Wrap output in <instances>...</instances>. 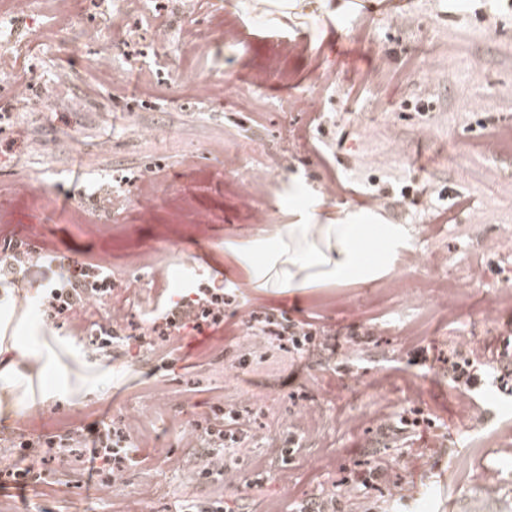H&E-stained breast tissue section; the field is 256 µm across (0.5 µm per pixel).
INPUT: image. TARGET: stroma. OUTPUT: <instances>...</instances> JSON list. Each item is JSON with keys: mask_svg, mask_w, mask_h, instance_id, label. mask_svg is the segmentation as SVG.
Returning a JSON list of instances; mask_svg holds the SVG:
<instances>
[{"mask_svg": "<svg viewBox=\"0 0 512 512\" xmlns=\"http://www.w3.org/2000/svg\"><path fill=\"white\" fill-rule=\"evenodd\" d=\"M165 33L116 15L112 0H82L77 15L38 22L0 16V40L18 43L37 26L61 42L21 66L37 78L48 107L38 112L12 92L17 75L0 72V225L14 241L79 264L107 262L113 274L144 278L161 248L191 255L183 288L224 283V322L206 329L185 358L161 360L137 342L106 349L66 324L40 327L51 372L16 378L17 409L0 418V512H175L183 499H223L230 512H268L272 503L331 496L354 471L390 460L389 480L340 499L338 512H465L485 470L512 472V382H487L477 394L482 426L464 416L445 357L456 347L492 355L512 343V302L495 304L512 246L487 254L481 288L446 312L393 297L387 274L344 287L328 266L301 268L310 288L284 290L298 248L287 225H310L308 252L329 253L320 225L402 224L419 251L465 258L512 225V140L482 153L488 133L512 127V0H189L162 7ZM214 33L188 57L192 29ZM122 48H114V41ZM111 48L101 75L96 58ZM206 73L212 92L182 95L187 68ZM240 88L258 111L226 101ZM279 176L264 196L240 184L266 158ZM151 172V192L132 194L110 215L101 195ZM387 195L384 207L368 205ZM445 212V235L423 224ZM261 256L244 282L223 266L226 245ZM290 323H309L326 340L298 357L270 344L249 358L240 333L245 306ZM166 399L164 417L139 439V464L112 475L105 498L88 485L76 454L60 451L45 480L18 490L5 473L21 439L64 429L88 435L121 427L147 398ZM218 403L246 410L260 438L237 448V487L195 473L205 449L184 440ZM419 415L406 437L382 434L375 411ZM316 406L326 424L303 435L288 468L271 443L288 440L290 420ZM365 413L362 430L336 423Z\"/></svg>", "mask_w": 512, "mask_h": 512, "instance_id": "35a3bbf8", "label": "stroma"}]
</instances>
